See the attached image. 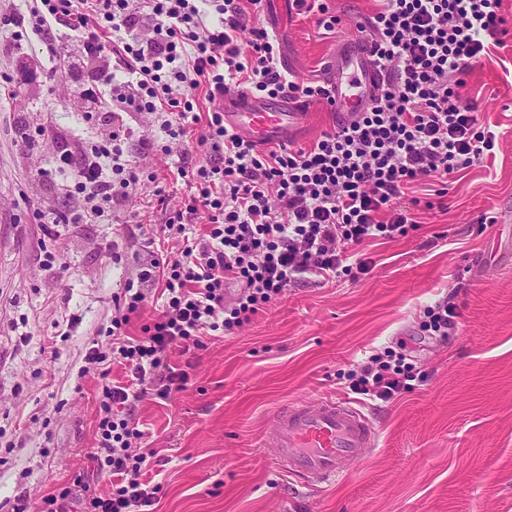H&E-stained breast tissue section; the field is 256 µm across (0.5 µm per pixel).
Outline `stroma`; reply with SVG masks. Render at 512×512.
<instances>
[{
    "label": "stroma",
    "mask_w": 512,
    "mask_h": 512,
    "mask_svg": "<svg viewBox=\"0 0 512 512\" xmlns=\"http://www.w3.org/2000/svg\"><path fill=\"white\" fill-rule=\"evenodd\" d=\"M297 81H320L345 30L324 32L312 17L261 10ZM50 59L42 35L0 27V512L26 498L41 512L49 495L77 479L106 491L92 471L105 385L126 378L119 364L89 363L112 352L115 300L140 270L173 251L167 218L190 196L178 168L205 163L195 148L164 152L154 115L88 107L91 68L63 70L80 53L77 38ZM497 142L481 165L448 180L425 208L430 185L414 186L418 230L362 245L373 268L358 278L287 288L235 333L204 337L203 348L173 351L189 375L184 390L145 399L133 419L161 489L153 512H512V34L467 78ZM123 132L127 156L144 175L108 217L45 233L30 214L73 208V169L57 170L56 145L81 154L105 124ZM51 126L55 140L23 143ZM465 283L455 335L423 336L427 305ZM404 344L426 379L372 410L378 445L336 485L305 488L271 464L265 445L278 410L321 395L346 398L340 372L365 356Z\"/></svg>",
    "instance_id": "35a3bbf8"
}]
</instances>
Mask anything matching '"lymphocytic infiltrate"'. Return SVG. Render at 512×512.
<instances>
[{"label":"lymphocytic infiltrate","mask_w":512,"mask_h":512,"mask_svg":"<svg viewBox=\"0 0 512 512\" xmlns=\"http://www.w3.org/2000/svg\"><path fill=\"white\" fill-rule=\"evenodd\" d=\"M370 19L372 55L385 80L381 92L348 124L336 123L308 147L258 149L231 132L224 111L196 113L195 93L208 101L247 89L266 98L331 104L324 84L297 83L277 67L279 42L256 20L261 0H145L153 23L140 36L142 15L128 0H33L30 21L56 54L53 24L74 32L84 62L95 70L83 92L97 103L102 87L124 76L129 107L163 115L172 139L191 121H204L197 140L210 159L190 174L193 191L170 222L184 240L178 253L157 258L139 279L160 288L163 310L139 336L126 327L141 309V288H126L112 318V359L129 366L127 383L103 390L96 471L108 475V494H88L82 512H148L157 486L147 480L151 459L133 455L129 441L142 433L131 423L146 396L167 399L184 389L185 371L171 364L172 350L200 348L203 336L234 333L286 288L367 271L354 249L393 240L415 229L404 199L430 181L447 185L459 170L481 164L496 135L480 118L467 75L493 46L505 43L502 0H377ZM124 185L140 180L126 159L118 131L84 153L68 193L79 207L69 214L35 210L52 224L97 223L110 208L112 175ZM207 211L204 237L187 238V224ZM239 293L226 302L227 282ZM458 312L451 297L427 306L420 328L445 341ZM350 394L371 405L390 402L426 375L393 349L368 357L346 375Z\"/></svg>","instance_id":"lymphocytic-infiltrate-1"}]
</instances>
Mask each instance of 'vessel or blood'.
<instances>
[{"mask_svg": "<svg viewBox=\"0 0 512 512\" xmlns=\"http://www.w3.org/2000/svg\"><path fill=\"white\" fill-rule=\"evenodd\" d=\"M379 79L369 44L359 32L347 35L328 62L325 78L343 122L371 104ZM221 104L225 124L258 146L296 141L307 117L302 101L258 97L246 90L225 94ZM266 444L274 448L279 470L301 485L323 488L369 455L377 445V430L372 417L349 401L310 397L280 409Z\"/></svg>", "mask_w": 512, "mask_h": 512, "instance_id": "vessel-or-blood-1", "label": "vessel or blood"}]
</instances>
